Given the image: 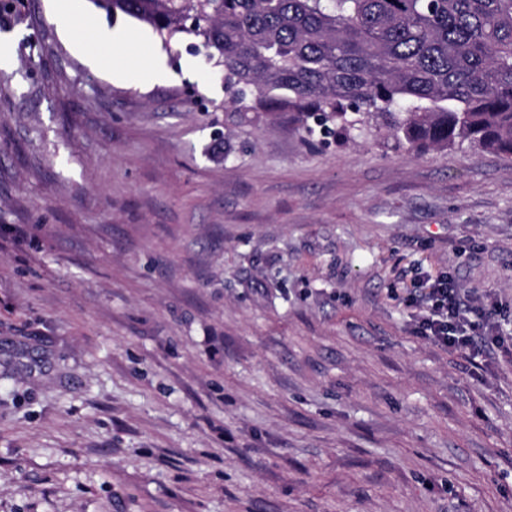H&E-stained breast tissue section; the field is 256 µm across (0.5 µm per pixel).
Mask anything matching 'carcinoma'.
I'll list each match as a JSON object with an SVG mask.
<instances>
[{
  "label": "carcinoma",
  "mask_w": 512,
  "mask_h": 512,
  "mask_svg": "<svg viewBox=\"0 0 512 512\" xmlns=\"http://www.w3.org/2000/svg\"><path fill=\"white\" fill-rule=\"evenodd\" d=\"M168 43L202 39L247 99L417 154L464 142L512 159V0H93Z\"/></svg>",
  "instance_id": "cac0c4a2"
}]
</instances>
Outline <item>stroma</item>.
<instances>
[{
	"label": "stroma",
	"mask_w": 512,
	"mask_h": 512,
	"mask_svg": "<svg viewBox=\"0 0 512 512\" xmlns=\"http://www.w3.org/2000/svg\"><path fill=\"white\" fill-rule=\"evenodd\" d=\"M0 3V512H512V355L413 332L444 276L512 330V160L312 139L194 37Z\"/></svg>",
	"instance_id": "obj_1"
}]
</instances>
